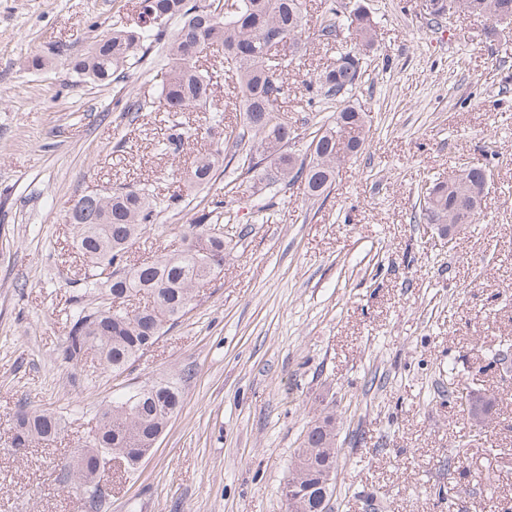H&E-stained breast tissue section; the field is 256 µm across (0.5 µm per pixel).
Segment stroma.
<instances>
[{
    "label": "stroma",
    "mask_w": 512,
    "mask_h": 512,
    "mask_svg": "<svg viewBox=\"0 0 512 512\" xmlns=\"http://www.w3.org/2000/svg\"><path fill=\"white\" fill-rule=\"evenodd\" d=\"M364 4L377 22L356 92L365 150L327 196L291 186L262 218L259 173L220 174L211 193L234 215L223 271L115 378L59 356L87 270L69 210L116 184L184 192L200 143L160 155L168 114L122 110L158 96L149 67L100 86L68 65L100 34L144 26L140 0H0V512H283L307 425L330 413L335 512H512V374L491 364L512 352V25L453 13L438 29L419 0ZM333 55L314 40L288 69L292 151L315 129L305 83ZM464 162L493 180L480 222L448 243L415 221L418 192ZM189 222L162 212L131 259L178 246ZM169 375L179 412L137 470L106 472L91 510L59 463L113 395ZM452 383L490 400L482 430L449 402ZM23 403L65 432L18 458Z\"/></svg>",
    "instance_id": "1"
}]
</instances>
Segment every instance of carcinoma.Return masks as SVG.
Returning <instances> with one entry per match:
<instances>
[{"instance_id": "carcinoma-1", "label": "carcinoma", "mask_w": 512, "mask_h": 512, "mask_svg": "<svg viewBox=\"0 0 512 512\" xmlns=\"http://www.w3.org/2000/svg\"><path fill=\"white\" fill-rule=\"evenodd\" d=\"M473 15H497L512 24V0H464ZM236 9L217 13L215 0H141L152 24L139 30L114 29L94 41L82 56L69 60L84 82L120 83L149 56L160 58L153 79L156 98L133 97L125 112H191L206 106L215 74L197 66L206 51L224 54V74L242 90L239 122L226 123L224 110L209 113L205 134L210 146L196 156L184 172L186 196L160 198L148 183L119 185L78 198L69 213L78 252L92 273L82 284L83 297L75 300L62 360L80 365L88 355L114 376L124 374L175 323L193 309L197 287L223 269L220 260L229 250L224 232L207 223H232L230 210L214 201L187 227L182 248L153 261L129 263L128 249L173 205L188 208L197 194L210 188L224 164V150H245L238 167L262 169L266 196L257 212L273 206V199L288 186L304 184L309 198L330 192L338 165L362 153L369 128L366 113L350 104L362 82V59L374 44L376 22L367 8L355 2L349 10L331 7L317 29L320 42L335 44L341 29L354 32L355 41L336 55L308 86L312 112H327L304 154L285 153L293 140L281 100L288 91V65L307 51V19L302 0H235ZM251 144L242 148L244 137ZM199 138L198 128L173 121L158 152L177 154L188 140ZM483 164L456 170L435 179L419 194V220L448 224V218L468 209L466 226L480 219L484 197ZM181 407L178 381L161 378L128 389L103 408L97 425L71 462L62 466L60 481L88 495L91 502L104 496L100 484L110 462L119 458L134 469L149 455ZM63 430L61 419L46 411L19 407L11 434L24 448L50 442ZM304 448L316 457H336V417L326 415L307 427ZM321 467L310 472L319 498L332 500L336 486L325 485Z\"/></svg>"}]
</instances>
